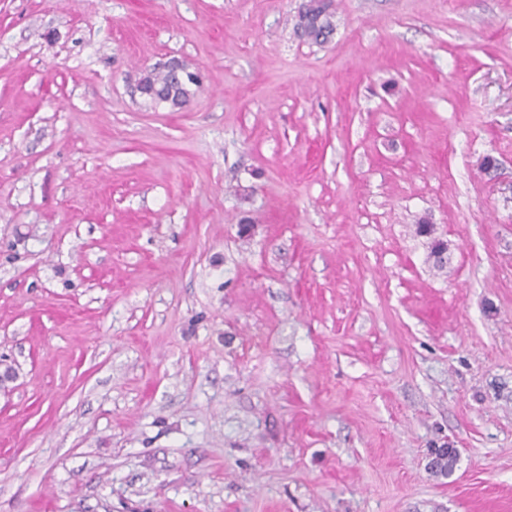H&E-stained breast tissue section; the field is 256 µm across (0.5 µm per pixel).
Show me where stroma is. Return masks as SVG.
<instances>
[{"instance_id":"stroma-1","label":"stroma","mask_w":512,"mask_h":512,"mask_svg":"<svg viewBox=\"0 0 512 512\" xmlns=\"http://www.w3.org/2000/svg\"><path fill=\"white\" fill-rule=\"evenodd\" d=\"M303 2L0 0V512H512V0ZM331 4L324 9L313 13H300V27L303 33L313 41H320L333 30V12L330 10ZM140 82L148 89L155 88L159 91L157 97L150 95L141 96L146 107L156 109L160 106H168L170 104L162 103L155 100H166L173 95V102L178 107H183L192 97L201 90L200 76L196 71H190L187 63H185V74L177 83L170 77L169 73L161 68L153 67L147 70L141 77ZM162 93H166L162 96ZM171 106V105H170Z\"/></svg>"}]
</instances>
